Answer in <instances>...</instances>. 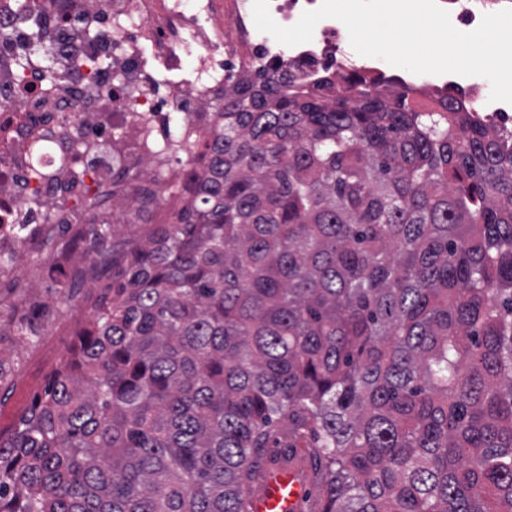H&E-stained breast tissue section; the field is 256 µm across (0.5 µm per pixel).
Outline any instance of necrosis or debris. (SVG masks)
I'll return each instance as SVG.
<instances>
[{
	"label": "necrosis or debris",
	"mask_w": 512,
	"mask_h": 512,
	"mask_svg": "<svg viewBox=\"0 0 512 512\" xmlns=\"http://www.w3.org/2000/svg\"><path fill=\"white\" fill-rule=\"evenodd\" d=\"M437 2L470 28L512 6ZM350 47L333 18L310 42L282 45L256 29L252 0H0V285L77 267L97 287V265L77 262L88 224L138 223L156 184L186 183L184 159L202 151L226 85L262 72L313 82L368 70ZM465 93L488 124L512 131L511 104L491 101L478 80ZM116 158L147 176L113 178Z\"/></svg>",
	"instance_id": "necrosis-or-debris-1"
}]
</instances>
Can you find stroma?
<instances>
[{"instance_id": "obj_1", "label": "stroma", "mask_w": 512, "mask_h": 512, "mask_svg": "<svg viewBox=\"0 0 512 512\" xmlns=\"http://www.w3.org/2000/svg\"><path fill=\"white\" fill-rule=\"evenodd\" d=\"M35 287L46 307L28 311L15 335L0 338L1 432L13 427L19 396L41 389L51 366L66 355L98 297L74 279L45 278Z\"/></svg>"}]
</instances>
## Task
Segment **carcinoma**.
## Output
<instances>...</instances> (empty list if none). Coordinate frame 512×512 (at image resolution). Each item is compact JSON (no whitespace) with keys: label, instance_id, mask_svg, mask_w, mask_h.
Listing matches in <instances>:
<instances>
[{"label":"carcinoma","instance_id":"cac0c4a2","mask_svg":"<svg viewBox=\"0 0 512 512\" xmlns=\"http://www.w3.org/2000/svg\"><path fill=\"white\" fill-rule=\"evenodd\" d=\"M224 89L14 429L0 512H512V134L382 76ZM164 204L155 205L151 213V224H170L172 214L190 202L191 196L176 194L169 196ZM259 489L260 485L254 487V495ZM307 492L308 486L297 471L276 466L254 496L252 512H299Z\"/></svg>","mask_w":512,"mask_h":512}]
</instances>
